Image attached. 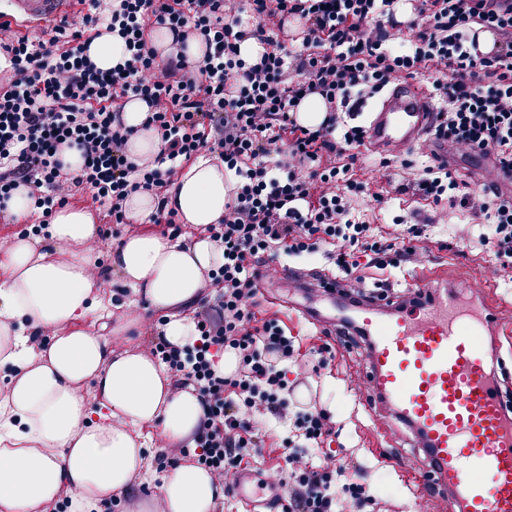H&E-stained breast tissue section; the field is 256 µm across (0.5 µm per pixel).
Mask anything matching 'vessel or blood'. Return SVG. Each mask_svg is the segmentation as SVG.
Here are the masks:
<instances>
[{
	"label": "vessel or blood",
	"mask_w": 512,
	"mask_h": 512,
	"mask_svg": "<svg viewBox=\"0 0 512 512\" xmlns=\"http://www.w3.org/2000/svg\"><path fill=\"white\" fill-rule=\"evenodd\" d=\"M75 0H7L14 19L43 25L68 13ZM435 107L408 81L398 82L371 112L369 151L393 154L424 139ZM457 288L417 279L407 304L371 297L356 308L355 325L366 336L364 358L370 391L427 446L425 467L391 466L406 484L438 480L464 512H512V414L492 374L494 360L479 344L495 331L500 311L484 301L475 314L457 307ZM256 473L238 474L235 492L246 512H267Z\"/></svg>",
	"instance_id": "obj_1"
}]
</instances>
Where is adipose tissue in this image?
I'll list each match as a JSON object with an SVG mask.
<instances>
[{"mask_svg":"<svg viewBox=\"0 0 512 512\" xmlns=\"http://www.w3.org/2000/svg\"><path fill=\"white\" fill-rule=\"evenodd\" d=\"M149 108L131 98L123 120L132 135L128 152L138 163L155 160L161 143L148 129ZM233 177L213 156L181 169L167 191L191 240L145 230L156 211L151 191L129 195L125 207L138 231L124 235L112 253L122 281L162 312L167 342L194 347L198 336L188 308L204 292L206 276L224 262V250L207 228L224 216ZM99 227L88 210L57 208L42 234L15 237L0 247V367L12 376L0 390V512H43L61 491L70 512H101L112 495L128 491L136 474L149 472L143 429L158 427L163 443L190 437L203 411L194 388L174 389L164 364L144 352L117 351L115 337L137 321L113 317L97 302ZM115 318L108 334L83 322L91 312ZM51 331L40 348L34 336ZM224 485L192 464L173 467L158 493L138 512H213Z\"/></svg>","mask_w":512,"mask_h":512,"instance_id":"1","label":"adipose tissue"}]
</instances>
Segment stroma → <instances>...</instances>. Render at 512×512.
I'll use <instances>...</instances> for the list:
<instances>
[{
	"label": "stroma",
	"instance_id": "35a3bbf8",
	"mask_svg": "<svg viewBox=\"0 0 512 512\" xmlns=\"http://www.w3.org/2000/svg\"><path fill=\"white\" fill-rule=\"evenodd\" d=\"M351 181L366 185L364 193L353 197L350 218L353 222L370 224L377 235L402 231L418 224L423 228L420 244L426 252L421 265L404 264L377 268L368 265L365 257H358L348 276L327 257L326 248L299 256L285 257L287 266L301 269L313 276L344 277L349 288L361 291L405 292L419 273L433 278H446L459 288L480 294L485 280L493 278L494 266L489 247L479 245L475 237L482 231L474 217L459 205L456 198H443L441 203L422 199L412 194L397 193L381 183L372 162H365L350 174ZM382 193V201H375L374 193ZM72 204L93 209L101 234L98 239L99 258L105 271L104 284L96 289L98 299L113 301L115 316H122L121 306L134 302L130 287L124 285L111 265L112 251L117 243L106 207L93 206L91 192L77 188ZM470 225L471 238L460 235L463 225ZM262 316H277L287 335L295 339L297 363H283L291 387H306L318 408L326 410L335 427L331 444L344 461H357L362 476L384 512H453L451 500L430 494L428 488L413 489L403 484L386 465V457L398 455L412 465H419L421 454L410 432L389 416L380 405L369 398L368 367L359 348L336 347L327 354L322 346L325 338L319 327L305 320L298 306H313L331 313L330 298L323 288H299L288 278H280L261 290ZM263 430L262 448L243 460L244 467L257 470L263 478L278 481L288 472V439L295 433L292 416H260ZM145 453L154 467L149 474L135 476L130 495L121 499L115 512H130L134 497H147L160 487L164 469L159 461L164 455L158 438L145 442Z\"/></svg>",
	"mask_w": 512,
	"mask_h": 512
}]
</instances>
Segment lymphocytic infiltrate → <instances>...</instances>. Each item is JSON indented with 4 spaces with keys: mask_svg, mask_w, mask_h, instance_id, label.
<instances>
[{
    "mask_svg": "<svg viewBox=\"0 0 512 512\" xmlns=\"http://www.w3.org/2000/svg\"><path fill=\"white\" fill-rule=\"evenodd\" d=\"M392 0H77L76 10L49 31L32 37L0 16V53L10 67L0 76V212L14 190L26 187L43 223L68 203L74 187L90 189L114 224L130 226L124 203L143 188L157 207L152 223L176 226L167 190L183 165L207 151L236 177L233 198L210 238L224 249V264L208 274L194 315L199 343L191 349L158 340L152 357L165 364L175 388L194 387L203 417L174 456L189 458L217 479L227 477L250 448L261 447L257 415H283L288 380L281 362L294 357V340L277 320L255 313L261 285L278 274L274 251L286 255L333 246L338 269L355 255L374 265L418 262L420 229L404 241L375 237L369 225L349 220L350 201L340 184L358 163L351 145L363 144L361 126L339 127V111L352 90L377 91L419 70L438 74L446 109L431 125L433 141L453 154L488 155L495 163L483 188L463 192L460 203L486 221L485 239L496 257L495 273L512 279V199L498 195L499 179L512 180V0H418L407 25L383 23ZM298 23V43L280 32ZM116 31L126 42L124 63L108 71L87 57L92 31ZM167 29L171 50L159 55L154 29ZM492 32L490 52L471 50L470 36ZM263 51L256 62L240 56L243 41ZM205 44L190 61L189 42ZM319 96L327 119L304 128L295 109ZM148 105L147 125L161 142L154 164H136L128 153L131 129L125 99ZM75 147L83 165L73 171L60 159ZM459 183L441 157L424 177L399 185L440 202ZM230 348L237 372L218 375L211 348ZM284 512H364L376 499L356 473L324 457L321 470L303 452L288 457Z\"/></svg>",
    "mask_w": 512,
    "mask_h": 512,
    "instance_id": "obj_1",
    "label": "lymphocytic infiltrate"
}]
</instances>
